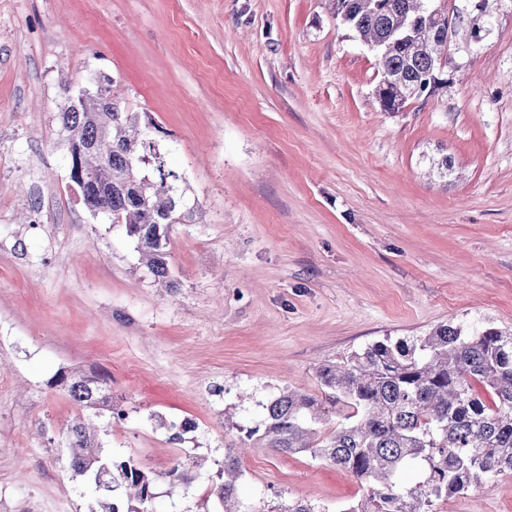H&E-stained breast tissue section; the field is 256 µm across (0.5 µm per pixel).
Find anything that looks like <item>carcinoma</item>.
Listing matches in <instances>:
<instances>
[{"instance_id":"1","label":"carcinoma","mask_w":512,"mask_h":512,"mask_svg":"<svg viewBox=\"0 0 512 512\" xmlns=\"http://www.w3.org/2000/svg\"><path fill=\"white\" fill-rule=\"evenodd\" d=\"M336 18L379 54L377 98L398 112L424 95L448 64V10L432 0H336ZM66 96L58 120L68 133L70 179L94 214L125 225L141 264L169 278L170 231L191 212L180 178L164 160V133L134 112L114 81L93 80ZM318 389L286 386L264 405L260 426L224 452L222 512H327L311 501L269 500L249 511L239 498V452L253 443L308 452L352 473L367 493L346 512H436L439 502L512 474V331L443 324L424 336L386 338L316 368ZM79 407L112 410L100 378L62 375ZM72 467L91 480L112 467L97 512H152L153 479L103 453L83 421L67 430Z\"/></svg>"}]
</instances>
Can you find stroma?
I'll return each instance as SVG.
<instances>
[{
  "label": "stroma",
  "instance_id": "stroma-1",
  "mask_svg": "<svg viewBox=\"0 0 512 512\" xmlns=\"http://www.w3.org/2000/svg\"><path fill=\"white\" fill-rule=\"evenodd\" d=\"M0 44V512H92L67 428L154 478V512H217L226 447L316 368L446 323L512 329V0L448 44L444 88L382 111L378 58L334 0H15ZM107 76L167 131L194 212L173 225L174 288L93 215L56 119ZM449 156L447 179L431 164ZM104 377L80 412L60 374ZM191 421L172 438L169 424ZM250 507L346 512L364 489L310 454L252 446ZM180 481H170L171 469ZM512 512V475L438 505Z\"/></svg>",
  "mask_w": 512,
  "mask_h": 512
}]
</instances>
